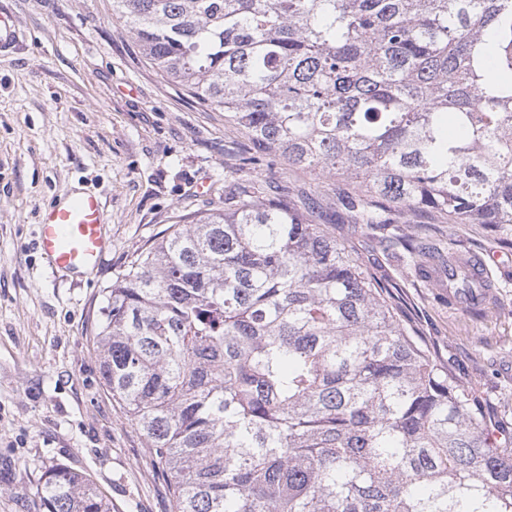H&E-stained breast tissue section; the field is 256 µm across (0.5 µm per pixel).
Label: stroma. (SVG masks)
I'll return each instance as SVG.
<instances>
[{
	"label": "stroma",
	"mask_w": 512,
	"mask_h": 512,
	"mask_svg": "<svg viewBox=\"0 0 512 512\" xmlns=\"http://www.w3.org/2000/svg\"><path fill=\"white\" fill-rule=\"evenodd\" d=\"M17 46L0 57V512H35L43 473L64 466L102 491L112 512H173L168 484L100 372L105 290L136 251L181 216L224 206V175L316 197L344 234L338 207L358 187L280 166L238 170L250 144L221 112L164 79L112 0H0ZM106 202L112 247L99 271L51 275L36 248L41 211L75 189ZM413 234L490 254L493 307L448 308V289L394 258L383 230L352 240L363 270L393 286L397 319L439 364L473 386L488 425L512 433V224H451L416 214Z\"/></svg>",
	"instance_id": "1"
}]
</instances>
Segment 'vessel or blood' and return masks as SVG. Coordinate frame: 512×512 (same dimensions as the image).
Here are the masks:
<instances>
[{"label":"vessel or blood","mask_w":512,"mask_h":512,"mask_svg":"<svg viewBox=\"0 0 512 512\" xmlns=\"http://www.w3.org/2000/svg\"><path fill=\"white\" fill-rule=\"evenodd\" d=\"M109 246L106 204L90 191L47 208L40 219L38 247L49 268L77 275L100 267ZM432 280H447L448 306L458 311L483 309L494 300L496 285L488 260L478 253H463L447 269L432 268Z\"/></svg>","instance_id":"vessel-or-blood-1"}]
</instances>
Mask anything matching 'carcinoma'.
<instances>
[{"mask_svg": "<svg viewBox=\"0 0 512 512\" xmlns=\"http://www.w3.org/2000/svg\"><path fill=\"white\" fill-rule=\"evenodd\" d=\"M165 79L278 164L340 176L352 235L431 210L512 224V0H112ZM237 185L107 288V391L141 432L175 512H512V445L396 319L345 240ZM45 512H110L48 469Z\"/></svg>", "mask_w": 512, "mask_h": 512, "instance_id": "obj_1", "label": "carcinoma"}]
</instances>
